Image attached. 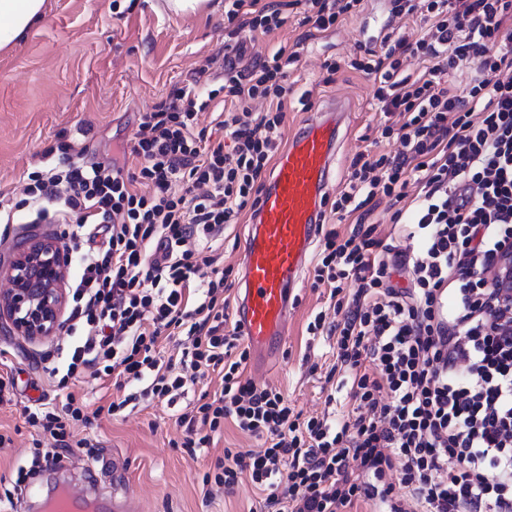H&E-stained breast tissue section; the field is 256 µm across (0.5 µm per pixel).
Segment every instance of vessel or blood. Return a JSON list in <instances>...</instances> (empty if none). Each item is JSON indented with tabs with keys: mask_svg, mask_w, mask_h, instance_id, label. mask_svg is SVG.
Instances as JSON below:
<instances>
[{
	"mask_svg": "<svg viewBox=\"0 0 512 512\" xmlns=\"http://www.w3.org/2000/svg\"><path fill=\"white\" fill-rule=\"evenodd\" d=\"M345 108L333 102L289 139L248 226L235 320L257 364L280 348L290 301L320 230Z\"/></svg>",
	"mask_w": 512,
	"mask_h": 512,
	"instance_id": "vessel-or-blood-1",
	"label": "vessel or blood"
}]
</instances>
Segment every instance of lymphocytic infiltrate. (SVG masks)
Instances as JSON below:
<instances>
[{
	"label": "lymphocytic infiltrate",
	"instance_id": "obj_1",
	"mask_svg": "<svg viewBox=\"0 0 512 512\" xmlns=\"http://www.w3.org/2000/svg\"><path fill=\"white\" fill-rule=\"evenodd\" d=\"M225 16L269 34L289 14L326 32L364 10V0H227ZM392 17L421 14L430 28L409 40L383 29L353 70L379 82L384 115L403 118L401 151L352 160L334 213L354 217L346 238L328 231L314 266L340 322L316 314L309 334L336 340L330 369L350 408L301 417L282 393L245 378L249 352L229 328L226 274L209 240L246 210L256 211L264 175L282 143L288 97L284 51L246 65L224 63L220 91L185 87L143 113L130 173L117 162L84 164L74 144L58 166L34 173L38 220L71 228L80 266L70 290L68 335L47 379L64 391L56 405L26 407L29 422L56 446L35 466L59 462L66 423L82 420L70 378L91 371L135 392L110 403L172 405L214 373L220 390L202 391L176 417L189 455L232 423L262 439L257 452L225 449L214 482L232 491L241 474L266 493L265 512H512V292L485 273L512 243V0H389ZM506 50L489 54L488 43ZM419 55L424 71L400 77V58ZM477 76L465 90L447 84L458 59ZM223 96L228 107L212 140L196 131L199 112ZM269 109L254 112L255 99ZM148 183L152 193H140ZM415 196H408V187ZM384 197L407 201L399 236L420 253L394 249L365 218ZM208 281H196L200 268ZM407 271L410 286L392 285ZM360 287L344 299V280ZM182 337L179 360H163L161 340Z\"/></svg>",
	"mask_w": 512,
	"mask_h": 512
}]
</instances>
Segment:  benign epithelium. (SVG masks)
I'll list each match as a JSON object with an SVG mask.
<instances>
[{
    "label": "benign epithelium",
    "mask_w": 512,
    "mask_h": 512,
    "mask_svg": "<svg viewBox=\"0 0 512 512\" xmlns=\"http://www.w3.org/2000/svg\"><path fill=\"white\" fill-rule=\"evenodd\" d=\"M67 256L54 238H31L16 246L0 277L10 288L0 294V323L31 342L45 341L60 329L66 303ZM489 283L512 288V249L507 248L489 271Z\"/></svg>",
    "instance_id": "7a95c632"
}]
</instances>
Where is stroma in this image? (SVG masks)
Here are the masks:
<instances>
[{"mask_svg":"<svg viewBox=\"0 0 512 512\" xmlns=\"http://www.w3.org/2000/svg\"><path fill=\"white\" fill-rule=\"evenodd\" d=\"M159 0H46L42 20L9 52L0 53V197L14 207L9 223L0 222V266L8 265L18 243L32 237H62L61 224L36 222L35 205L26 203L31 173L57 162L62 144L77 142L82 160L90 164L106 157L120 158L127 170L139 160L123 154L122 145L136 129L143 112L165 101L179 87L218 88L220 66L211 77L196 80L195 71L210 57L225 54L227 39L223 12L178 16L159 8ZM386 21L379 0H370L365 13L335 30L319 32L290 21L273 33L241 31L246 60L271 56L279 48L295 51L299 59L288 68L283 135L325 108L334 98L349 107L344 138L332 164L328 201L343 188L351 159L359 151L380 146L387 153L400 147L398 139H381L386 117L375 98L372 79L352 70L359 45L371 43ZM340 66L333 83H325V63ZM249 215L226 227L219 252L230 273L234 296L243 294V254ZM329 290L314 283L305 269L292 294L293 317L281 351L266 372L247 363L245 378L281 391L296 409L313 416L324 409L330 391L325 375L334 361L331 341L308 335L307 324L324 307ZM19 368V392L13 405L0 406V433L11 435L10 447H0V499L11 498V512H37L26 496L10 495L7 480L18 467L30 466L36 449L52 447L37 428L27 423L24 408L56 393L42 371L52 351L51 341L32 343L0 329V350ZM92 416L76 425L74 440H87L93 455L81 449L62 454L59 464L33 475L36 486L51 489L63 483L77 493L96 488L132 499L141 512H260L262 496L249 479L233 495L213 488L203 492V476L222 457L225 448H261L260 440L226 425L206 452L190 457L177 442L182 434L171 409L136 406L115 416L98 414L121 392L112 380L84 375L69 384ZM112 457L114 468H101L100 458Z\"/></svg>","mask_w":512,"mask_h":512,"instance_id":"stroma-1","label":"stroma"}]
</instances>
